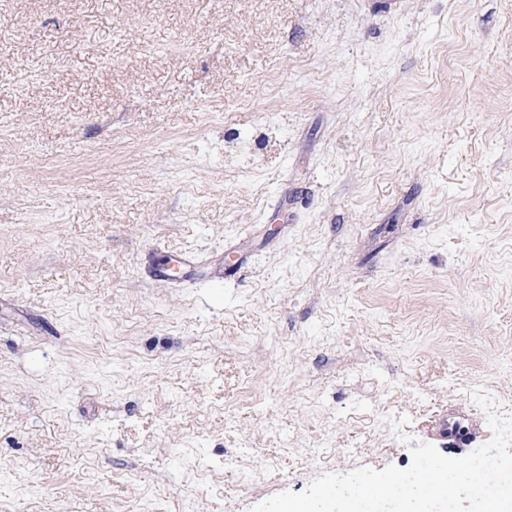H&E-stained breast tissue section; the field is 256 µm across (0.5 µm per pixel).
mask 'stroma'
Masks as SVG:
<instances>
[{
    "mask_svg": "<svg viewBox=\"0 0 512 512\" xmlns=\"http://www.w3.org/2000/svg\"><path fill=\"white\" fill-rule=\"evenodd\" d=\"M478 388L512 401V0H0V512L461 458ZM151 277L154 281L170 285L198 283L207 278L203 274L197 256L188 252L170 254L164 263L152 269Z\"/></svg>",
    "mask_w": 512,
    "mask_h": 512,
    "instance_id": "35a3bbf8",
    "label": "stroma"
}]
</instances>
